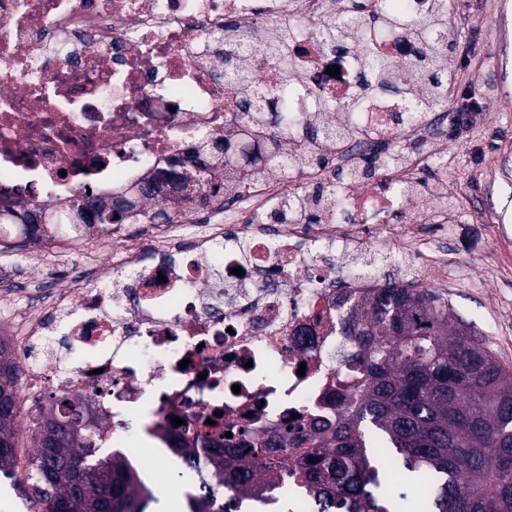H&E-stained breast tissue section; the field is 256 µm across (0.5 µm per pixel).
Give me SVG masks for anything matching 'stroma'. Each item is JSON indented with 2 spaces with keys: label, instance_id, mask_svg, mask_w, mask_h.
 Masks as SVG:
<instances>
[{
  "label": "stroma",
  "instance_id": "obj_1",
  "mask_svg": "<svg viewBox=\"0 0 512 512\" xmlns=\"http://www.w3.org/2000/svg\"><path fill=\"white\" fill-rule=\"evenodd\" d=\"M453 45V89L448 111L460 100L483 104L475 128L448 138L441 165L419 171L423 182L445 181L453 230L445 237L448 265L497 274L485 287L468 280L438 279L455 313L474 328L500 362L512 368V270H498L503 249L512 250V0H448ZM180 460L167 458L153 478L152 512H186L194 487L181 478Z\"/></svg>",
  "mask_w": 512,
  "mask_h": 512
}]
</instances>
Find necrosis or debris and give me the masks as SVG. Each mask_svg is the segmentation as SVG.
<instances>
[{
	"label": "necrosis or debris",
	"mask_w": 512,
	"mask_h": 512,
	"mask_svg": "<svg viewBox=\"0 0 512 512\" xmlns=\"http://www.w3.org/2000/svg\"><path fill=\"white\" fill-rule=\"evenodd\" d=\"M335 12L334 0H0V215L63 211L85 188L126 195L150 181L151 205L194 213L165 183L167 172L218 178L222 155L241 151L235 133L243 125L251 144L282 139L289 165L261 171L240 160L241 203L292 204L278 225L235 223L232 209L195 235L179 222L151 225L147 252L113 225L120 263L94 266V284L50 296L24 332L0 326L28 350L22 397L85 401L103 444L153 470L162 461L159 425L198 444L252 422L262 432H293L337 420L327 395L349 376V350L336 344V292L361 296L386 281L376 272L337 276L336 264L372 248L418 245L416 225L389 218L415 198L417 170L442 153L413 144L438 142L448 118L411 116L392 96L372 97L357 112L323 111V103L354 99L358 81L355 56L316 36ZM288 24L279 59L260 54ZM245 40L258 49L256 82L283 99L287 126L242 121L246 90L225 80L224 56ZM416 46L404 28L375 50L407 80ZM335 65L339 74L328 75ZM316 124L335 138H310ZM218 138L225 151L210 148ZM315 154L344 169L365 157L380 162L374 178L337 184L328 220L308 207L312 184L326 176L309 164ZM236 267L243 276L233 275ZM101 280L110 289H99ZM58 335L63 349L44 347ZM74 351L83 360H72ZM133 418L147 449L126 437Z\"/></svg>",
	"instance_id": "1"
}]
</instances>
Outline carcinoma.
Listing matches in <instances>:
<instances>
[{
	"instance_id": "cac0c4a2",
	"label": "carcinoma",
	"mask_w": 512,
	"mask_h": 512,
	"mask_svg": "<svg viewBox=\"0 0 512 512\" xmlns=\"http://www.w3.org/2000/svg\"><path fill=\"white\" fill-rule=\"evenodd\" d=\"M447 27L448 0H432L426 15L379 14L367 0L321 32L330 49L355 47L362 60L361 86L406 99L410 112L434 110L448 100L452 46L430 37ZM406 26L420 40L414 80L404 83L375 55L374 31ZM339 169L316 186L318 203ZM112 197L83 193L72 206L84 225L168 223L166 211L129 205L114 210ZM194 202L224 206V183H207ZM336 335L353 348V375L338 381L328 399L344 406L336 426L267 438L241 429L220 434L208 447L189 453L186 469L199 493L188 496L189 512H241L220 496L267 505L264 488L293 484L305 490L314 512H512V369L475 338L448 298L430 288L389 284L354 298L336 295ZM22 368L14 349L0 337V472L16 466ZM83 403L54 397L36 409L30 434L37 454L30 461L32 494L42 512H146L152 489L119 454L99 456L94 431L70 415ZM298 449L289 465L267 460L270 449Z\"/></svg>"
}]
</instances>
